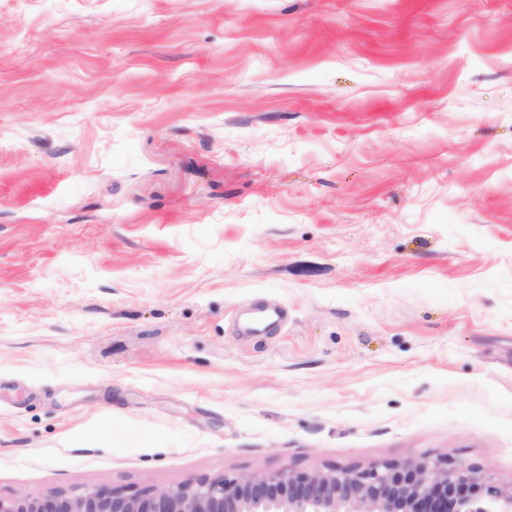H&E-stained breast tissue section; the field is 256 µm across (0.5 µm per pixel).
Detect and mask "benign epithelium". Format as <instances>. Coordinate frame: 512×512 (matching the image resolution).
<instances>
[{
	"label": "benign epithelium",
	"mask_w": 512,
	"mask_h": 512,
	"mask_svg": "<svg viewBox=\"0 0 512 512\" xmlns=\"http://www.w3.org/2000/svg\"><path fill=\"white\" fill-rule=\"evenodd\" d=\"M0 512H512V491L484 483L476 467L450 469L421 458L309 473L284 466L133 492L101 486L41 497L18 493L0 498Z\"/></svg>",
	"instance_id": "7a95c632"
}]
</instances>
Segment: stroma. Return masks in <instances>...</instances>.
I'll use <instances>...</instances> for the list:
<instances>
[{"label":"stroma","instance_id":"1","mask_svg":"<svg viewBox=\"0 0 512 512\" xmlns=\"http://www.w3.org/2000/svg\"><path fill=\"white\" fill-rule=\"evenodd\" d=\"M420 458L512 489V0H0V497Z\"/></svg>","mask_w":512,"mask_h":512}]
</instances>
